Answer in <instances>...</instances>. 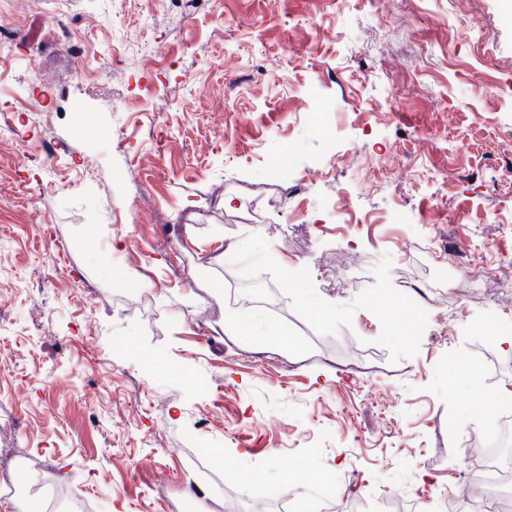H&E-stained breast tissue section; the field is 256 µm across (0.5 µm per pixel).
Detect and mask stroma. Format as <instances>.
<instances>
[{
	"label": "stroma",
	"mask_w": 512,
	"mask_h": 512,
	"mask_svg": "<svg viewBox=\"0 0 512 512\" xmlns=\"http://www.w3.org/2000/svg\"><path fill=\"white\" fill-rule=\"evenodd\" d=\"M504 5L0 0V473L90 512L200 507L194 468L238 512L462 496L512 395ZM244 281L295 342L262 372Z\"/></svg>",
	"instance_id": "stroma-1"
}]
</instances>
